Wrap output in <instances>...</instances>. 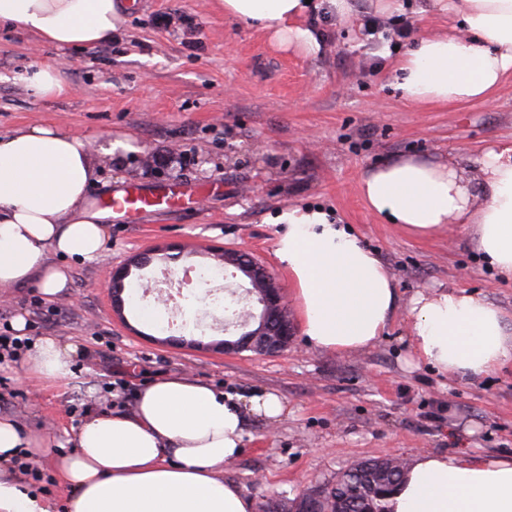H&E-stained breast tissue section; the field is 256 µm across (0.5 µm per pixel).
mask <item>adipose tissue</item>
Here are the masks:
<instances>
[{
	"label": "adipose tissue",
	"mask_w": 512,
	"mask_h": 512,
	"mask_svg": "<svg viewBox=\"0 0 512 512\" xmlns=\"http://www.w3.org/2000/svg\"><path fill=\"white\" fill-rule=\"evenodd\" d=\"M226 16L266 34L281 50L319 56L321 14L348 19L357 0H218ZM453 15L452 32L416 39L395 63L396 89L417 108L489 99L512 75V0H427ZM124 21L119 0H0V22L50 48L108 41ZM118 140L91 149L52 124L0 133V292L36 284L65 294L70 274L49 255L93 262L107 238V212L90 196L97 154L128 150ZM477 182L457 161L390 159L369 168L359 191L382 223L415 236L464 224L489 267L512 277V142L484 147ZM287 230L275 256L295 286L307 341L338 354L374 346L400 304L380 256L328 212L293 206L275 218ZM413 351L438 373L473 381L512 361V313L467 289L417 292L410 300ZM80 348L44 336L28 371L63 379ZM273 392H224L183 373L138 389L132 407L91 416L58 472L71 491L69 512H256L254 499L224 477L242 451L248 416L279 422ZM390 512H512V458L422 452L406 466Z\"/></svg>",
	"instance_id": "ef3b65f1"
}]
</instances>
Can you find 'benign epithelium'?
Here are the masks:
<instances>
[{
	"mask_svg": "<svg viewBox=\"0 0 512 512\" xmlns=\"http://www.w3.org/2000/svg\"><path fill=\"white\" fill-rule=\"evenodd\" d=\"M152 254L136 256L130 265L112 269V311L119 312L123 307L122 294L124 280L129 266H145L151 262ZM217 259L235 265L248 278L253 291L257 292L259 313L246 310L235 316L233 324L243 329L235 341H222L219 347L226 355H235L242 351H252L259 355H277L287 350L295 334L284 286L264 265L239 250H226L217 255Z\"/></svg>",
	"mask_w": 512,
	"mask_h": 512,
	"instance_id": "obj_1",
	"label": "benign epithelium"
}]
</instances>
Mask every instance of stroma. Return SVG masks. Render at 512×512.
Wrapping results in <instances>:
<instances>
[{
  "label": "stroma",
  "mask_w": 512,
  "mask_h": 512,
  "mask_svg": "<svg viewBox=\"0 0 512 512\" xmlns=\"http://www.w3.org/2000/svg\"><path fill=\"white\" fill-rule=\"evenodd\" d=\"M418 4L407 0L405 13L383 18L385 35L376 40L363 36V17L325 16L326 49L316 58L277 49L215 0H143L127 11L117 39L89 49L47 50L0 24L1 131L49 123L95 148L109 136L129 137L133 151L99 160L91 189L98 202L129 183L190 193L182 210L111 218L102 258L70 262L66 295L50 300L32 284L0 295V334L21 314L30 340L55 336L80 347L71 375L53 384L26 380L25 358L0 364V416L45 445L41 453L21 449L19 461L31 465L22 484L53 512H66L70 495L56 460L72 452L82 423L111 409L113 392L130 400L176 371L232 393L274 391L287 403L281 423L251 417L240 456L224 468L259 505L332 483L369 458L512 455V362L470 383L443 377L413 355L408 311L363 352L329 353L299 331L282 355L226 356L209 346L225 338L226 309L255 307L246 278L224 267L223 277L184 291L174 309L151 287L166 267L178 274L216 266L221 248L249 253L289 284L274 256L284 227L273 218L300 204L329 212L377 252L402 302L431 287L465 288L512 310V280L472 249L464 225L410 235L381 223L359 193L360 171L394 157L452 156L476 178L474 152L512 140V76L488 102L421 110L400 98L379 50L401 45L397 28L415 38L454 25L438 12L419 13ZM169 13L189 17L197 35L161 26ZM48 56L66 91L37 99L18 74ZM161 247L175 262L131 268L124 284H140L143 303L161 319L177 315L179 328L166 332L131 306L112 312L113 267Z\"/></svg>",
  "instance_id": "stroma-1"
}]
</instances>
